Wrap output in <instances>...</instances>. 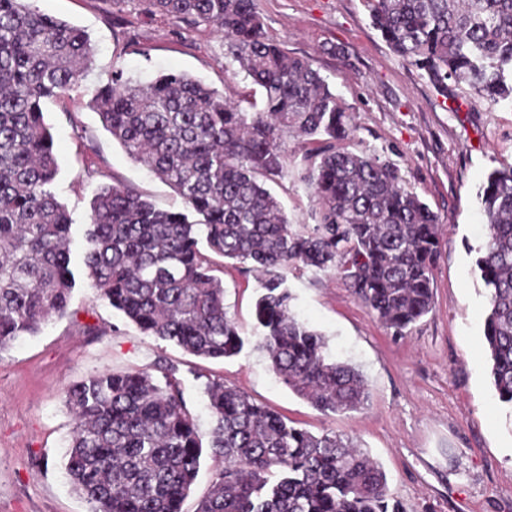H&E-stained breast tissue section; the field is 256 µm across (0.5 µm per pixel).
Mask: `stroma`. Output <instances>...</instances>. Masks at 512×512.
I'll return each mask as SVG.
<instances>
[{
    "instance_id": "35a3bbf8",
    "label": "stroma",
    "mask_w": 512,
    "mask_h": 512,
    "mask_svg": "<svg viewBox=\"0 0 512 512\" xmlns=\"http://www.w3.org/2000/svg\"><path fill=\"white\" fill-rule=\"evenodd\" d=\"M32 7L85 30L93 62L43 110L54 136L57 199L74 219L68 311L0 353V512H88L64 472L73 421L64 389L99 370L158 374L175 367L201 434L211 429L205 385L221 379L312 433L333 432L377 461L403 512H512V420L491 383L484 349L486 290L471 246L484 226L478 189L512 163V103L496 105L459 85L443 97L392 51L364 0H253L267 37L308 58L353 118L343 146L397 167L440 217L434 308L405 335L394 334L333 271L288 270L293 311L321 333L330 354L364 375L360 409L323 414L294 394L257 347V274L215 257L224 306L245 340L242 352L205 360L145 335L101 301L83 263L84 224L94 193L121 181L158 208L183 209L180 196L112 140L91 106L115 72L146 83L158 72L189 74L233 100L262 90L225 53L212 26L175 25L144 13L141 0H30ZM294 174L267 181L290 223H317L299 138H288Z\"/></svg>"
}]
</instances>
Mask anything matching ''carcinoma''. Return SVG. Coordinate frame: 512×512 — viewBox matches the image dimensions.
Wrapping results in <instances>:
<instances>
[{
	"mask_svg": "<svg viewBox=\"0 0 512 512\" xmlns=\"http://www.w3.org/2000/svg\"><path fill=\"white\" fill-rule=\"evenodd\" d=\"M148 11L224 33L226 54L262 88V108L181 72L134 85L116 73L94 91L102 127L167 182L185 210L157 208L135 187L96 191L84 265L99 299L144 334L224 359L244 347L210 274L208 249L263 275L258 346L276 377L327 413L368 399L363 374L327 351L299 320L283 270H334L385 327L401 333L433 310L439 217L399 170L340 147L347 111L303 57L269 40L253 0H144ZM391 49L443 94L464 83L492 105L512 101V0H366ZM85 30L0 0V353L66 313L72 218L53 192L58 174L44 100L90 67ZM312 144L299 179L319 223H289L265 180L288 177L284 141ZM486 231L475 266L487 289L484 345L499 402L512 410V164L480 193ZM98 371L67 387L73 431L64 469L89 512H183L203 456L215 478L196 512H400L374 459L349 441L288 424L220 379L207 382L208 445L175 369Z\"/></svg>",
	"mask_w": 512,
	"mask_h": 512,
	"instance_id": "obj_1",
	"label": "carcinoma"
}]
</instances>
